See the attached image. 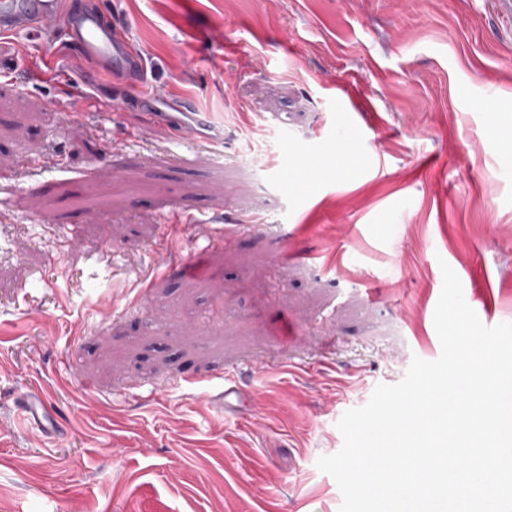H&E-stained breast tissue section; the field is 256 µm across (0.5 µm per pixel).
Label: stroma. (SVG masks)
I'll list each match as a JSON object with an SVG mask.
<instances>
[{
	"label": "stroma",
	"mask_w": 512,
	"mask_h": 512,
	"mask_svg": "<svg viewBox=\"0 0 512 512\" xmlns=\"http://www.w3.org/2000/svg\"><path fill=\"white\" fill-rule=\"evenodd\" d=\"M101 2L216 138L141 123L62 25L0 37V512H339L317 460L439 357L441 264L512 323V32L494 0ZM21 413L20 418L29 424H36L47 430L58 428L53 408L47 405L42 399L26 401Z\"/></svg>",
	"instance_id": "35a3bbf8"
}]
</instances>
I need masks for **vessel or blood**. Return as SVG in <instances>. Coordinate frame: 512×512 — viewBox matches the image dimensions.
<instances>
[{
    "label": "vessel or blood",
    "instance_id": "b4317fda",
    "mask_svg": "<svg viewBox=\"0 0 512 512\" xmlns=\"http://www.w3.org/2000/svg\"><path fill=\"white\" fill-rule=\"evenodd\" d=\"M59 22L96 75L120 81L133 88L138 97L149 99L150 107L143 112V121L173 123L180 141L208 139L209 114L186 100L152 95L142 54L90 0L69 11L64 10L63 0H0V36L32 41ZM22 418L48 430L57 427L53 408L40 399L25 402Z\"/></svg>",
    "mask_w": 512,
    "mask_h": 512
}]
</instances>
